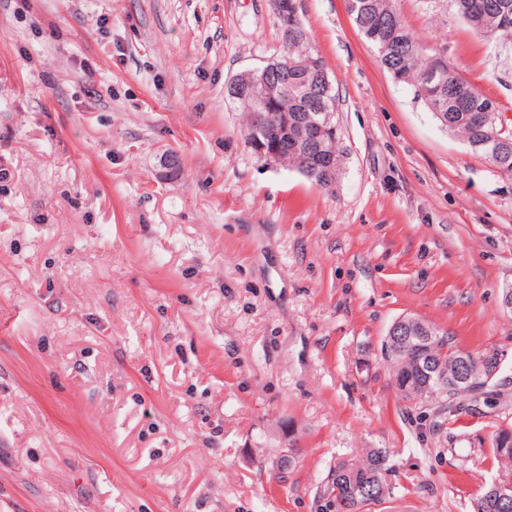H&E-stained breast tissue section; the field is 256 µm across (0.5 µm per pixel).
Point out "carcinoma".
I'll use <instances>...</instances> for the list:
<instances>
[{"label": "carcinoma", "mask_w": 512, "mask_h": 512, "mask_svg": "<svg viewBox=\"0 0 512 512\" xmlns=\"http://www.w3.org/2000/svg\"><path fill=\"white\" fill-rule=\"evenodd\" d=\"M358 31L377 50L383 68L399 83L414 88L418 100L433 112L448 132L458 136L474 153L486 157L501 174L512 177V144L504 146L498 137L509 132L486 123L491 113H499L495 100L481 93L459 73L457 68L437 52L418 43L410 34L395 8L394 0H345ZM455 14L476 34L498 45L512 43V0H450ZM288 56L267 60L265 67L288 64V85L280 87L270 100L268 111L288 115L292 123L305 116L311 92H316L326 112H338V94L325 61L309 46L307 31L296 17L294 0H288ZM301 162L294 169L321 189H328L320 162L298 150ZM439 349L426 356L406 348L384 352L401 395L409 400L428 403L448 419L468 411L462 396L449 387L457 380L460 361L454 340L444 331L437 332ZM464 379L474 390L485 386L492 369L484 359L468 354ZM494 459L499 462L496 473L485 482L474 503V512H512L500 502L512 498V426L498 425L490 434ZM387 448H372L365 460L336 462L331 470L325 496L336 512H370L393 495L388 483Z\"/></svg>", "instance_id": "1"}]
</instances>
